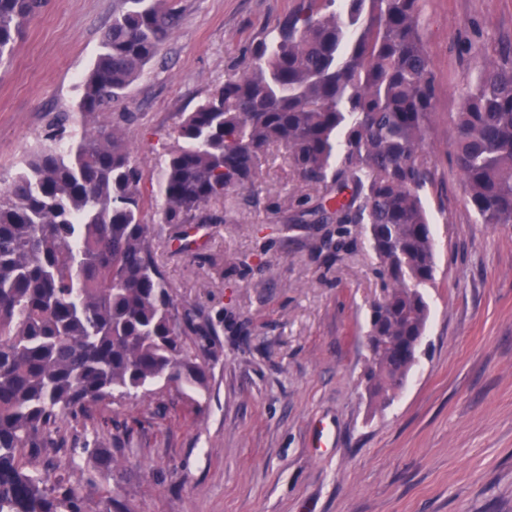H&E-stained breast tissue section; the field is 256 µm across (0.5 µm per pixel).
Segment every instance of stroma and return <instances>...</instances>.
Here are the masks:
<instances>
[{"mask_svg":"<svg viewBox=\"0 0 512 512\" xmlns=\"http://www.w3.org/2000/svg\"><path fill=\"white\" fill-rule=\"evenodd\" d=\"M298 0H178L159 54L97 120H79L83 80L114 0H45L0 65V180L51 147L60 112L75 133L132 113L125 135L144 168V221L179 306L215 322L207 388L158 381L69 415L70 448L99 441L119 460L112 493L129 512H512V224H481L452 145L461 94L480 60L512 50V0H424L422 34L437 93L421 196L436 239L430 316L393 402L361 386L372 308L384 296L363 226L296 224L283 152L220 224L179 249L159 221L157 175L182 113L242 68ZM335 426L332 447L312 426Z\"/></svg>","mask_w":512,"mask_h":512,"instance_id":"obj_1","label":"stroma"}]
</instances>
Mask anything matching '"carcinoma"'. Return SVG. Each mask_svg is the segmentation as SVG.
Instances as JSON below:
<instances>
[{
  "label": "carcinoma",
  "mask_w": 512,
  "mask_h": 512,
  "mask_svg": "<svg viewBox=\"0 0 512 512\" xmlns=\"http://www.w3.org/2000/svg\"><path fill=\"white\" fill-rule=\"evenodd\" d=\"M422 0H299L250 51L243 72L185 113L158 178L160 223L220 224L212 209L251 189L280 147L293 224H364L384 279L372 312L364 386L389 402L416 362L436 243L421 192L436 95ZM42 0H0V62ZM174 0H120L84 80L93 116L156 57ZM124 113L34 152L0 189V512H87L51 450L67 415L160 379L204 388L211 366L186 341L209 328L179 310L142 220L144 170L123 139ZM453 157L482 224H512V65L483 60L456 113ZM82 451L99 474L117 460Z\"/></svg>",
  "instance_id": "carcinoma-1"
}]
</instances>
